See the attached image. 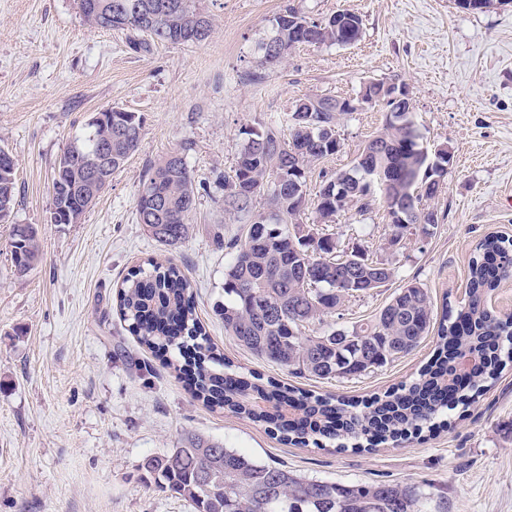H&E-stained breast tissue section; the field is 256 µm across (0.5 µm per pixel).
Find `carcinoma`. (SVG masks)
<instances>
[{
  "label": "carcinoma",
  "mask_w": 512,
  "mask_h": 512,
  "mask_svg": "<svg viewBox=\"0 0 512 512\" xmlns=\"http://www.w3.org/2000/svg\"><path fill=\"white\" fill-rule=\"evenodd\" d=\"M153 0H77L86 20L95 27L131 29L157 43L199 44L201 28L211 29L199 0H168L158 14ZM336 17L318 23L291 5L275 17L273 35L259 45L260 63H282L299 45L336 44ZM294 104L288 134L273 125L244 132L241 148L224 182V207L239 229L222 225L213 240L228 257L224 264V334L252 352L295 374L318 379H349L382 368L411 354L434 332L435 355L409 384L358 403L315 396L295 387L261 378H247L224 364L203 324L195 316L190 283L180 269L149 263L132 270L116 293L117 308L139 342L161 358L170 349L183 351V361L168 362L191 394L211 408L228 409L267 425L284 441L306 444L323 438L337 447H375L387 441L421 434L450 402L468 405L472 396L461 384L460 365L468 361L477 380L492 379L512 363V351L501 341L512 339V315L501 316L487 305L498 285L512 278V238L490 235L481 240L469 262L464 299L445 304L436 318L426 288L405 281L371 319L317 336L304 335L305 325L322 321L345 302L389 285L398 270L384 260L387 271L379 284L337 264L346 251L338 239L318 229L347 212L365 214L373 204L388 219L386 240L396 247L409 235L429 233L435 224L417 222L416 212L429 210L439 185L413 179L411 167L424 154L422 138L384 117L382 129L370 138L346 169L307 197V176L314 163L337 154L342 147L339 120L346 111L308 112V105L334 102V96H306ZM144 118L136 112L103 113L73 139L77 148L93 154L112 142V171L122 168L138 149ZM52 182V203L71 215L83 216L87 205L86 174L74 161L72 149L60 157ZM15 159L0 158V207L14 206ZM197 188L184 157L170 153L142 175L136 220L156 242L179 248L194 231L189 217ZM312 207V222L302 221ZM11 255L20 273L39 260L40 242L33 224H15ZM141 468L158 487L190 501L196 512H447L448 504L414 485L379 482L343 484L297 476L282 464L260 463L224 443L188 433L174 448L144 459Z\"/></svg>",
  "instance_id": "1"
}]
</instances>
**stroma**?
<instances>
[{
	"instance_id": "1",
	"label": "stroma",
	"mask_w": 512,
	"mask_h": 512,
	"mask_svg": "<svg viewBox=\"0 0 512 512\" xmlns=\"http://www.w3.org/2000/svg\"><path fill=\"white\" fill-rule=\"evenodd\" d=\"M320 20L346 9L362 20L347 47L302 45L280 65L260 64L258 44L284 5ZM207 41L152 44L141 33L90 27L76 0H0V147L17 161L16 204L0 223V512H195L192 503L146 478V457L201 433L262 463L343 484L391 481L424 487L448 512H512V365L465 412L397 447L373 451L334 442L295 446L265 426L193 398L162 359L139 344L113 297L147 260L173 261L190 280L196 312L224 359L305 390L368 399L408 383L434 355L433 337L369 374L341 380L296 376L255 357L224 333V253L212 225L224 211L220 173L230 170L243 130L287 127L306 95L356 98L367 80H393L411 93L425 146L447 143L453 164L434 205L444 218L429 235L390 253L403 279L427 288L434 308L463 299L469 261L491 233L512 234V5L488 11L454 0H201ZM120 106L145 118L138 150L77 224L49 221L57 162L100 110ZM384 106L344 115L342 151L308 178L350 166L382 126ZM177 151L198 188L193 235L169 250L135 219L139 183ZM35 225L41 259L17 273L11 230ZM345 243L377 248L384 212L347 213L327 225ZM391 288L346 302L341 315L308 326L371 318Z\"/></svg>"
}]
</instances>
